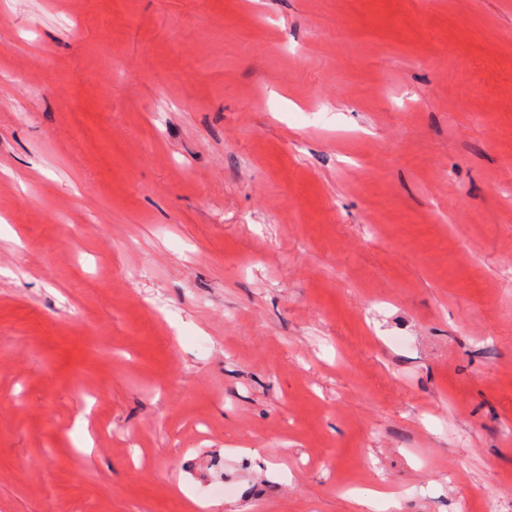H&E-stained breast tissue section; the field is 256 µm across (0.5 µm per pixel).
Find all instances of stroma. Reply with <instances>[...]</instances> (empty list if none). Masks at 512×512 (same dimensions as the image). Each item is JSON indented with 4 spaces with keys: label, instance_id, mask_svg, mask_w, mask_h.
Returning a JSON list of instances; mask_svg holds the SVG:
<instances>
[{
    "label": "stroma",
    "instance_id": "35a3bbf8",
    "mask_svg": "<svg viewBox=\"0 0 512 512\" xmlns=\"http://www.w3.org/2000/svg\"><path fill=\"white\" fill-rule=\"evenodd\" d=\"M512 512V0H0V512Z\"/></svg>",
    "mask_w": 512,
    "mask_h": 512
}]
</instances>
